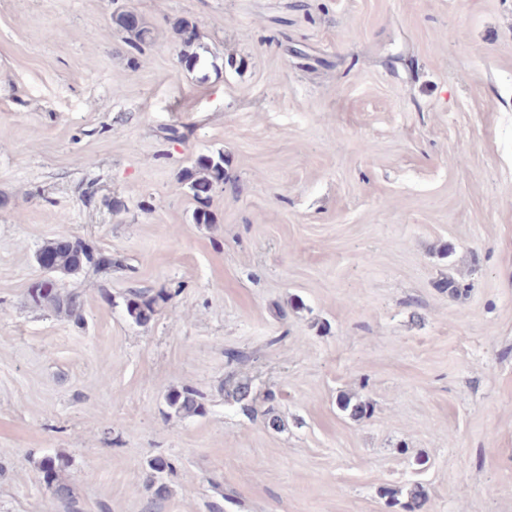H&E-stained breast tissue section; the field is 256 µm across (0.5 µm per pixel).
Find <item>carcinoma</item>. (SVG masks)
Wrapping results in <instances>:
<instances>
[{
    "instance_id": "cac0c4a2",
    "label": "carcinoma",
    "mask_w": 512,
    "mask_h": 512,
    "mask_svg": "<svg viewBox=\"0 0 512 512\" xmlns=\"http://www.w3.org/2000/svg\"><path fill=\"white\" fill-rule=\"evenodd\" d=\"M112 22L127 34L126 43L134 50L139 49L140 45L151 39V30L140 17L133 13L117 12L112 15ZM173 29L182 46L179 52L180 62L189 71L202 66L200 56L192 51V47L199 39L197 23L182 18L174 23ZM224 165V151L219 149L198 155L191 166L182 170L180 182L188 186L196 202L191 215L193 223H214L210 200L214 189L224 183ZM64 235L65 232H60L39 249V252L48 255L54 261L56 267L51 277L44 282L47 286L46 292L36 295L29 292L27 298L36 307L48 308L61 317L80 323L84 320L82 295L66 287L63 278L75 276L89 268L110 265L112 257L94 254L80 239L73 248L63 245L59 238ZM161 300H165V297L160 294L153 295L146 289H133L124 297V305L134 323L145 325L155 315L156 307ZM231 392L243 414L252 416L256 413L251 386L248 382L243 380L232 382ZM165 400L168 408L178 416H202L206 412L204 396L191 388L172 389L167 392ZM338 405L341 410L349 412L354 418H362L371 413V407L367 403L361 401L354 403L346 395L339 397ZM69 467L70 460L58 453L46 455L38 462L46 487L54 498L64 504L66 512H78L72 487L65 479V473ZM386 495L390 497V506L398 505L404 512H416L426 500L425 493L420 488L414 489L410 493V499L404 503L399 500L396 490H389Z\"/></svg>"
}]
</instances>
